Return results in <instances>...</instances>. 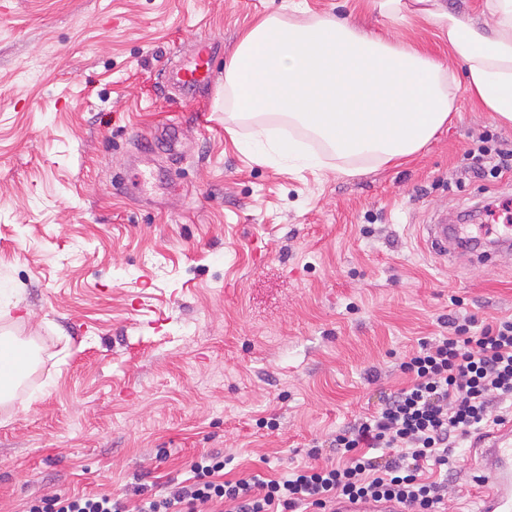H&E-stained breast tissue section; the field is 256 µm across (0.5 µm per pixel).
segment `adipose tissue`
Here are the masks:
<instances>
[{"label":"adipose tissue","instance_id":"1","mask_svg":"<svg viewBox=\"0 0 512 512\" xmlns=\"http://www.w3.org/2000/svg\"><path fill=\"white\" fill-rule=\"evenodd\" d=\"M481 111L512 125V0H481V22L432 9ZM453 76L410 46L362 35L348 18L263 19L238 44L224 87L245 115H286L345 158L419 151L452 110Z\"/></svg>","mask_w":512,"mask_h":512}]
</instances>
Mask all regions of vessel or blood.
<instances>
[{
  "label": "vessel or blood",
  "instance_id": "obj_1",
  "mask_svg": "<svg viewBox=\"0 0 512 512\" xmlns=\"http://www.w3.org/2000/svg\"><path fill=\"white\" fill-rule=\"evenodd\" d=\"M217 46L204 40L197 42L192 58L172 73V80L184 93H195L212 83ZM424 242L436 256H450L456 242L466 240L467 228L462 224H428ZM485 474V489L478 512H512V421L496 426L479 440ZM335 512H403L392 501H337Z\"/></svg>",
  "mask_w": 512,
  "mask_h": 512
}]
</instances>
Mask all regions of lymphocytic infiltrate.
I'll use <instances>...</instances> for the list:
<instances>
[{
  "label": "lymphocytic infiltrate",
  "instance_id": "f902f5d3",
  "mask_svg": "<svg viewBox=\"0 0 512 512\" xmlns=\"http://www.w3.org/2000/svg\"><path fill=\"white\" fill-rule=\"evenodd\" d=\"M468 169L512 174V149L493 136L466 151ZM405 387L337 431L333 463L288 476L228 480L224 455L203 454L191 477L129 503L108 494L53 497L27 512H332L337 499L393 500L404 512H434L463 443L512 418V317H449L448 332L420 342L398 365ZM441 472L443 480L430 479Z\"/></svg>",
  "mask_w": 512,
  "mask_h": 512
}]
</instances>
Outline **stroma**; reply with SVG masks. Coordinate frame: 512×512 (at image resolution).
<instances>
[{"mask_svg":"<svg viewBox=\"0 0 512 512\" xmlns=\"http://www.w3.org/2000/svg\"><path fill=\"white\" fill-rule=\"evenodd\" d=\"M292 2L0 0V343L33 356L0 402V512L158 491L212 450L228 479L287 474L405 385L396 357L441 318L512 316V254L444 260L418 241L435 215L484 224L512 209V176H461L486 135L512 147V126L464 84L450 121L397 164L236 113L234 49ZM305 3L461 70L432 19L378 0ZM202 39L221 45L214 81L176 101L167 66ZM260 132L322 166L257 161ZM465 454L445 512L474 510L481 457Z\"/></svg>","mask_w":512,"mask_h":512,"instance_id":"stroma-1","label":"stroma"}]
</instances>
